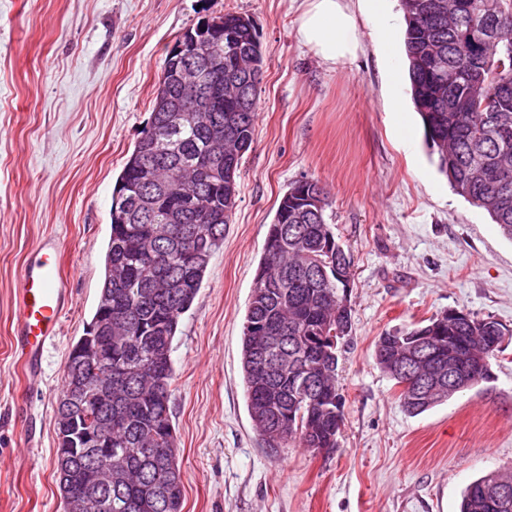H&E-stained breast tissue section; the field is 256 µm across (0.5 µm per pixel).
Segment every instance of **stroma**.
Instances as JSON below:
<instances>
[{
    "label": "stroma",
    "instance_id": "35a3bbf8",
    "mask_svg": "<svg viewBox=\"0 0 512 512\" xmlns=\"http://www.w3.org/2000/svg\"><path fill=\"white\" fill-rule=\"evenodd\" d=\"M300 0H0V512H63L55 411L72 344L97 305L116 180L151 115L164 58L204 18L253 19L263 53L255 143L237 207L172 343L182 512H458L512 468V338L491 377L420 415L377 365L379 336L450 309L512 330V240L438 173L406 72L401 0L391 45L364 25L331 70L295 36ZM318 180L349 252L352 331L339 353L338 446L269 454L241 368L254 277L290 183ZM58 239L71 306L27 383L14 342L19 270Z\"/></svg>",
    "mask_w": 512,
    "mask_h": 512
}]
</instances>
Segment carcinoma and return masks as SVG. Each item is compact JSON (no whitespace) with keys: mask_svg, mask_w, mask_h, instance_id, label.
<instances>
[{"mask_svg":"<svg viewBox=\"0 0 512 512\" xmlns=\"http://www.w3.org/2000/svg\"><path fill=\"white\" fill-rule=\"evenodd\" d=\"M402 0L404 45L410 93L426 141L437 155V167L457 195L484 210L501 233L512 240V168L506 173L509 200H495L502 189L495 178L472 179L475 172H496L500 158L512 160V41L487 42V21L496 18L512 25V0H465L467 8L448 22V0ZM259 43L255 24L246 15L227 12L207 18L186 31L167 53L156 94L175 98L184 86L181 74L193 70L203 92L214 78L203 63L205 50L219 48L228 57ZM483 72V85L472 83L474 66ZM261 80L247 84L242 104L207 99L200 111L184 112L177 125L166 124V113L152 107L153 128L162 139L175 141L178 152L163 159L170 172L165 189L141 182L142 166L155 161L151 145L139 138L119 175L111 219L101 291L112 293V375L86 360L70 365L73 413H92L99 422L112 420V447L124 457L113 460L112 483L88 487L103 500L100 512H182L183 482L170 474L164 449L175 447L171 411L174 381L171 348L180 319L192 306L210 260L224 241L237 203H228L229 183H237L242 158L233 170L201 171L199 159L210 151V128L222 136L234 134L241 153L254 144ZM478 95L496 108L482 112L467 105L459 112H434L431 102L448 105ZM323 207L284 203L269 226L264 252L254 279L242 332L241 366L248 413L267 450L297 443L318 451L338 447L344 412H336L341 397L337 385L338 360L326 354L321 337L336 335L343 299L334 267L351 260L325 220L329 197L318 187ZM180 208L181 223L169 236L149 239V228L166 223L169 210ZM469 322L446 319L450 339L442 342L446 364L462 362L452 337L459 336L484 359L501 349L490 347L488 336L512 334L491 316L468 314ZM439 316L395 333L380 336L375 359L395 384L405 382L404 368L421 376L428 364L418 359L415 342L431 333ZM263 323L258 335L249 326ZM314 374L319 389L312 396L296 381ZM489 372L473 366L458 388L448 385L424 391L400 392L405 410L419 415L487 379ZM512 485V472L491 471L470 483L459 512H512V497L495 499L493 484Z\"/></svg>","mask_w":512,"mask_h":512,"instance_id":"carcinoma-1","label":"carcinoma"}]
</instances>
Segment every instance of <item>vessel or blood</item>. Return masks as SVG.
Wrapping results in <instances>:
<instances>
[{
	"label": "vessel or blood",
	"instance_id": "1",
	"mask_svg": "<svg viewBox=\"0 0 512 512\" xmlns=\"http://www.w3.org/2000/svg\"><path fill=\"white\" fill-rule=\"evenodd\" d=\"M68 304V280L61 273L59 246L43 241L22 265L14 337L24 357L28 380L39 376L37 366L44 346L57 334Z\"/></svg>",
	"mask_w": 512,
	"mask_h": 512
}]
</instances>
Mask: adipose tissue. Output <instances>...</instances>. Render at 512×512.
I'll return each instance as SVG.
<instances>
[{
	"label": "adipose tissue",
	"instance_id": "adipose-tissue-1",
	"mask_svg": "<svg viewBox=\"0 0 512 512\" xmlns=\"http://www.w3.org/2000/svg\"><path fill=\"white\" fill-rule=\"evenodd\" d=\"M374 19L389 31L387 0H302L296 19L298 41L328 69L355 61L364 47L362 22Z\"/></svg>",
	"mask_w": 512,
	"mask_h": 512
}]
</instances>
